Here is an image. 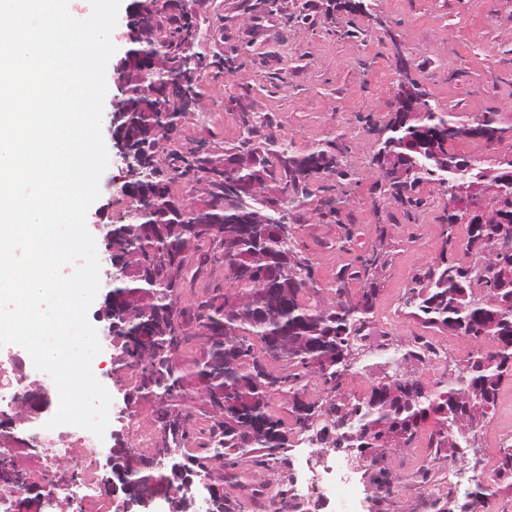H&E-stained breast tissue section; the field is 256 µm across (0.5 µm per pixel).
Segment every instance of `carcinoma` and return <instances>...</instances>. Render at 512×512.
<instances>
[{
    "label": "carcinoma",
    "mask_w": 512,
    "mask_h": 512,
    "mask_svg": "<svg viewBox=\"0 0 512 512\" xmlns=\"http://www.w3.org/2000/svg\"><path fill=\"white\" fill-rule=\"evenodd\" d=\"M182 0H138L137 18L156 26L155 41L134 44L126 53L134 70L125 76L122 98L125 138L136 149L151 179H141L146 196L135 205L129 223L114 227L112 250L134 272L119 279L112 288L120 304L134 305L126 316L132 333L153 336L147 344H122V352L140 367V380L154 382L157 415L174 413L180 424L179 448L185 440L183 410L177 398L199 386L223 389V401L206 404L204 413L222 429V447L214 458H235L257 453L277 460L288 445L282 420L271 414L269 401L277 393L288 394L300 434L317 428L322 441L336 445L343 441L360 450L371 463L383 455L391 439L404 446L414 440L418 425L437 416L440 440L457 452L471 448L476 441L470 414L481 408L487 419L497 404L499 385L512 374V235L502 233V225L482 221L475 214L467 224L466 247L473 259L459 263L451 259L454 226L459 215L448 213V235L439 260L415 279L404 305L431 327L446 329L477 342L489 339L493 346H480L466 359V365L428 386L402 370L409 357L389 356L376 364L381 377L370 395L351 407L338 399L325 403L307 402L303 380L316 378L326 389L337 391L338 379L350 369L342 355L355 348L354 341L365 330L377 295V284L370 281L360 299L350 298L342 287L336 298L322 304L307 298L314 282L309 260L298 255L292 236L276 232L287 224V214L273 209L265 194L266 183H284L294 188L297 198L288 206L302 204L311 195L309 184L321 175L348 179L329 143L305 154H297L290 144L270 136L253 144L258 130L245 125L239 145L216 157L211 153H177L160 158L163 144L151 138V129L163 128L164 141L180 132L184 112H167V100L156 95L171 78L185 29L196 25L181 6ZM495 128L503 138L512 139V125L502 126L496 113L478 120ZM467 127L449 113L428 108L424 118L406 121L396 111L384 125L388 152L395 160L401 178L384 184V193L397 202L413 204L414 192L424 182L446 186L456 178L455 169L465 158L448 152L443 144L424 157L420 141L438 128ZM233 161L224 171L225 179L238 183L240 194L224 200V185L206 182L198 189L199 201L208 208L207 220L194 223L191 205L171 189L166 167L193 172L197 179L215 163ZM469 177L485 184H499L492 212L512 224V162L499 159L497 167L478 168ZM218 240L224 260V279L229 291L211 297L198 308L199 329L189 332L177 315V302L186 279L193 276L191 262L200 242ZM201 340L198 356L180 359L181 347L192 336ZM180 360V367L172 361ZM224 360V380L211 378L208 360ZM273 362H284L289 373L275 372Z\"/></svg>",
    "instance_id": "cac0c4a2"
}]
</instances>
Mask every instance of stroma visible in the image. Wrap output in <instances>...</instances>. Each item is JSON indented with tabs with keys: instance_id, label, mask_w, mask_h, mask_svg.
<instances>
[{
	"instance_id": "stroma-1",
	"label": "stroma",
	"mask_w": 512,
	"mask_h": 512,
	"mask_svg": "<svg viewBox=\"0 0 512 512\" xmlns=\"http://www.w3.org/2000/svg\"><path fill=\"white\" fill-rule=\"evenodd\" d=\"M369 14L332 8L330 0H184L195 16L201 36L194 49L205 68L196 86L199 111L209 114L199 125L186 116L180 136L166 145L167 153L188 154L202 148L215 155L237 145L244 122L264 123L265 133L291 142L306 153L332 140L346 182L324 176L312 184L313 194L289 209L293 243L309 259L314 288L330 299L337 286L359 297L364 285L356 273L376 247H383L387 264L380 274V292L370 336L363 346L377 350L386 342L410 350L414 337L434 336L447 343L448 361L440 367L413 363L412 373L423 382L443 380L467 359L475 341L448 331H435L407 314L402 297L416 276L437 257L448 226V193L436 183L420 185L417 205L385 200L379 195L381 175L372 162L370 144L392 110L398 90L396 49H403L412 74L431 106L472 120L497 113L512 124V0H368ZM122 164L110 158L99 181L100 194L90 206L86 225L104 252V224L129 221V199L118 192ZM205 258L195 289L184 291L191 306L224 292L227 283L216 241L201 243ZM499 410L487 418L474 447L455 453L432 448L439 426L421 422L410 447L389 446L379 466L363 467L355 512H413L418 494L435 492L448 482V466L456 464L471 480L459 500L444 512H464L489 469L497 468L512 416L502 406L512 403V375L499 386ZM274 414L289 426L288 446L271 468L252 465L256 482L274 490L288 489L296 477L291 460L334 457L329 444L305 445L293 431L294 415L287 399L274 395ZM430 470L419 476V460ZM402 484L393 497L379 492V468Z\"/></svg>"
}]
</instances>
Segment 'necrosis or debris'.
I'll use <instances>...</instances> for the list:
<instances>
[{
  "label": "necrosis or debris",
  "mask_w": 512,
  "mask_h": 512,
  "mask_svg": "<svg viewBox=\"0 0 512 512\" xmlns=\"http://www.w3.org/2000/svg\"><path fill=\"white\" fill-rule=\"evenodd\" d=\"M137 391H130L118 410L140 456L155 453L158 429L144 423L135 409ZM59 405L57 388L44 371L38 370L20 346L0 348V413L15 414L11 429L0 432V467L12 466L18 456L30 459L24 477L44 496L41 512H56L68 505L70 512H116L118 505L93 469L102 442L92 432L72 425L48 428ZM25 439L27 448L17 445ZM356 471L350 459L324 468L307 490L283 496L268 486H256L252 512H319L322 503L348 507L357 487Z\"/></svg>",
  "instance_id": "4bbe7bcc"
}]
</instances>
